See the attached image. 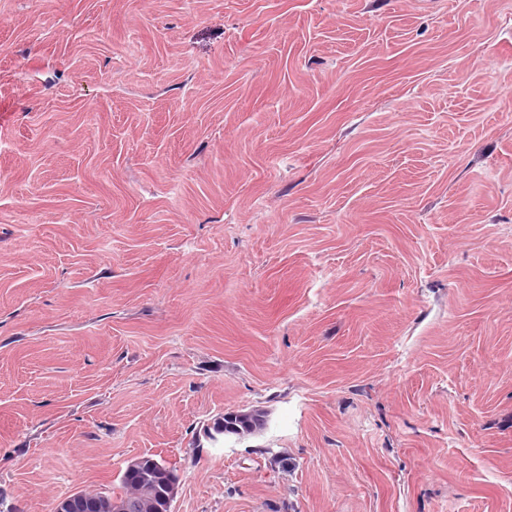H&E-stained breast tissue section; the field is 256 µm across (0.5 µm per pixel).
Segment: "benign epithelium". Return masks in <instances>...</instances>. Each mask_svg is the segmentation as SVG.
Segmentation results:
<instances>
[{"label":"benign epithelium","mask_w":512,"mask_h":512,"mask_svg":"<svg viewBox=\"0 0 512 512\" xmlns=\"http://www.w3.org/2000/svg\"><path fill=\"white\" fill-rule=\"evenodd\" d=\"M122 477L135 482L147 494L155 512H172L179 478L170 465L161 464L152 455H140L127 460ZM53 512H128V508L103 496L91 497L77 491L59 499Z\"/></svg>","instance_id":"obj_1"}]
</instances>
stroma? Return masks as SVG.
I'll return each instance as SVG.
<instances>
[{
    "mask_svg": "<svg viewBox=\"0 0 512 512\" xmlns=\"http://www.w3.org/2000/svg\"><path fill=\"white\" fill-rule=\"evenodd\" d=\"M142 454L512 512V0H0V512ZM246 412H248L247 415L244 416L243 418V412L242 411H234V412H228V413H225V417L230 421V422H233L234 419L237 418V420H241V423L239 425V428L237 430H235V432H232V433H227V434H224V432H226V430L224 429V432L219 434V435H233V436H236L237 438H243V437H250V436H254L256 434H258L265 426L266 424V417H267V414L265 412L264 409H260V408H252V409H249V410H244Z\"/></svg>",
    "mask_w": 512,
    "mask_h": 512,
    "instance_id": "obj_1",
    "label": "stroma"
}]
</instances>
